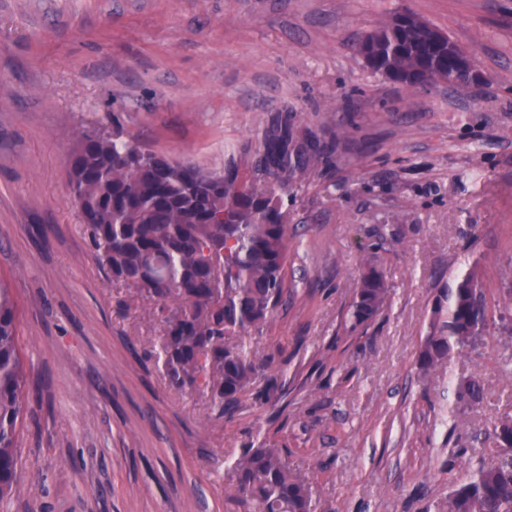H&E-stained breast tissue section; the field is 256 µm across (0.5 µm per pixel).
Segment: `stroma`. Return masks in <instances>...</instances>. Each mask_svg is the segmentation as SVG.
Returning <instances> with one entry per match:
<instances>
[{
    "instance_id": "35a3bbf8",
    "label": "stroma",
    "mask_w": 512,
    "mask_h": 512,
    "mask_svg": "<svg viewBox=\"0 0 512 512\" xmlns=\"http://www.w3.org/2000/svg\"><path fill=\"white\" fill-rule=\"evenodd\" d=\"M408 11L470 53L481 84L410 97L355 42ZM327 163L291 185L288 299L240 337L285 383L233 415L169 385L157 304L99 266L67 187L92 124L219 173L273 117ZM389 293L346 333L367 261ZM511 285L512 0H0V279L30 387L22 487L0 512H228L244 448L288 451L315 512H436L512 414V338L422 374L435 288ZM482 388L462 407L458 385ZM457 454L454 471L444 469Z\"/></svg>"
}]
</instances>
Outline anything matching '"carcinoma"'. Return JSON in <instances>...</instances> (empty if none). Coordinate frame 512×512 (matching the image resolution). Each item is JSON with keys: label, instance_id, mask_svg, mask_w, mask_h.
<instances>
[{"label": "carcinoma", "instance_id": "cac0c4a2", "mask_svg": "<svg viewBox=\"0 0 512 512\" xmlns=\"http://www.w3.org/2000/svg\"><path fill=\"white\" fill-rule=\"evenodd\" d=\"M83 130L69 164L71 193L112 280L161 303L166 323L162 354L178 388L210 394L221 414L237 410L257 389L277 402L284 384L225 337L267 323L287 292L288 225L283 197L290 181L321 166L325 153L294 151L296 132L283 117L270 126L252 165L230 160L221 173L154 153L95 125ZM387 282L374 265L352 289L351 328L383 312ZM179 303L169 313L167 303ZM512 336V288L488 306L474 272L436 289L417 363L424 372L483 340L489 323ZM16 306L0 282V499L17 491L18 435L26 413V373L16 337ZM458 399H481L474 380ZM495 445L478 449L469 479L452 483L444 512H512V416L494 429ZM231 501L245 512H313L307 480L290 469L282 449L247 448L234 463Z\"/></svg>", "mask_w": 512, "mask_h": 512}]
</instances>
